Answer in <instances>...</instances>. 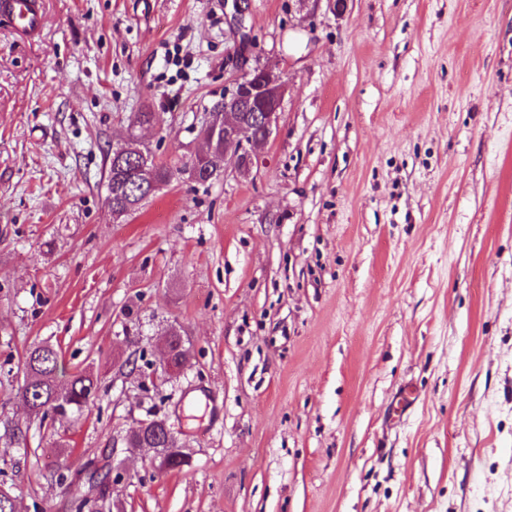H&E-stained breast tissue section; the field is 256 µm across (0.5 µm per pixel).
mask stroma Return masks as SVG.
I'll list each match as a JSON object with an SVG mask.
<instances>
[{
    "instance_id": "35a3bbf8",
    "label": "stroma",
    "mask_w": 512,
    "mask_h": 512,
    "mask_svg": "<svg viewBox=\"0 0 512 512\" xmlns=\"http://www.w3.org/2000/svg\"><path fill=\"white\" fill-rule=\"evenodd\" d=\"M0 16V489L17 512H512V0H42ZM288 83L247 167L198 132L254 59ZM136 112L180 167L125 221L108 156ZM190 359L162 372L158 340ZM98 377L59 422L22 360ZM418 400L390 414L401 387ZM166 419L189 459L129 453ZM0 13L11 19L23 37L33 38L40 31L42 24L40 0H1ZM81 473L85 474L88 494L98 495L99 499L102 501L100 505L102 508L105 506L106 501H104V495L109 484L111 482L112 484L121 482L125 476L123 469L114 467V457H112V461L107 460L101 466H96L94 462H89L77 475Z\"/></svg>"
}]
</instances>
